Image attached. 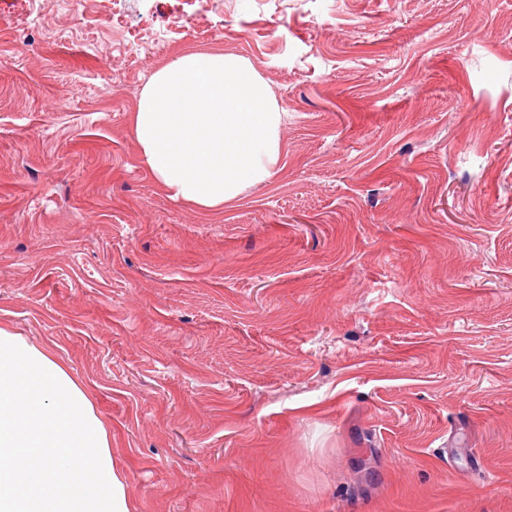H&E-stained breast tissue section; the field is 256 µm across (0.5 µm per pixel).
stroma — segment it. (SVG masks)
<instances>
[{"label":"stroma","mask_w":512,"mask_h":512,"mask_svg":"<svg viewBox=\"0 0 512 512\" xmlns=\"http://www.w3.org/2000/svg\"><path fill=\"white\" fill-rule=\"evenodd\" d=\"M198 50L286 113L217 212L130 121ZM0 327L133 512H512V0H0Z\"/></svg>","instance_id":"35a3bbf8"}]
</instances>
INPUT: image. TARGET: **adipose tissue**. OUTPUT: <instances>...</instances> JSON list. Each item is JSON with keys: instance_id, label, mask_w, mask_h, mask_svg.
Returning a JSON list of instances; mask_svg holds the SVG:
<instances>
[{"instance_id": "1", "label": "adipose tissue", "mask_w": 512, "mask_h": 512, "mask_svg": "<svg viewBox=\"0 0 512 512\" xmlns=\"http://www.w3.org/2000/svg\"><path fill=\"white\" fill-rule=\"evenodd\" d=\"M284 117L247 60L196 52L155 72L131 123L150 175L174 198L216 212L273 177ZM0 512H130L109 432L82 385L3 328Z\"/></svg>"}]
</instances>
